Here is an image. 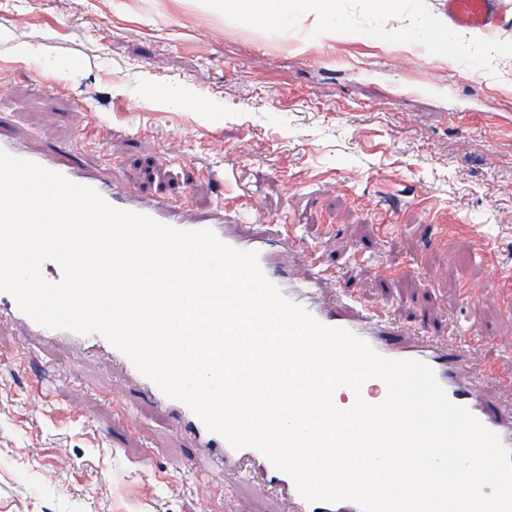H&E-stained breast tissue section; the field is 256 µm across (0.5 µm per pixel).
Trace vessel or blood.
Segmentation results:
<instances>
[{
	"label": "vessel or blood",
	"mask_w": 512,
	"mask_h": 512,
	"mask_svg": "<svg viewBox=\"0 0 512 512\" xmlns=\"http://www.w3.org/2000/svg\"><path fill=\"white\" fill-rule=\"evenodd\" d=\"M445 3L449 20L461 28L486 29L495 17L504 13L502 0H445ZM37 162L74 183L94 189L116 208L148 215L161 224L179 230L207 229L231 247L257 252L265 277L287 299L305 308L322 324L354 333L383 357L426 363L434 370L438 382L453 403L466 407L485 427L495 432L505 446L512 448V409H503L499 404L481 397L478 381L471 377L468 362L457 345H449L445 350L439 349V338L447 333L445 327L422 323L417 337L413 341H406L390 324L386 308H361L352 292L346 289L340 290L336 307H329L321 299L326 275L317 272L295 281L279 269L272 245L276 242L293 245L296 239L293 228L276 224L271 228V239L252 237L247 227L250 216L241 210L236 213L238 225L234 228L209 219L191 223L184 220L173 206L138 203L124 193L113 190L102 180L79 175L75 165L61 162L57 156L43 155L38 157ZM73 339L81 345L104 349L110 358L121 364L129 362L126 355L101 335L77 333ZM139 382L162 408L176 412L199 446L213 450L225 466L239 469L245 477L260 478L270 490L287 495L294 505V512H361L360 506L350 500L334 503L304 500L293 479L277 469L258 449H233L221 435L209 431L186 404L165 396L147 377H140Z\"/></svg>",
	"instance_id": "vessel-or-blood-1"
}]
</instances>
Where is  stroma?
<instances>
[{"label": "stroma", "mask_w": 512, "mask_h": 512, "mask_svg": "<svg viewBox=\"0 0 512 512\" xmlns=\"http://www.w3.org/2000/svg\"><path fill=\"white\" fill-rule=\"evenodd\" d=\"M359 27L225 25L197 0H0V134L186 219L256 205L403 328L466 336L481 395L512 374V19L461 59ZM0 512H291L225 472L117 362L0 318Z\"/></svg>", "instance_id": "35a3bbf8"}]
</instances>
